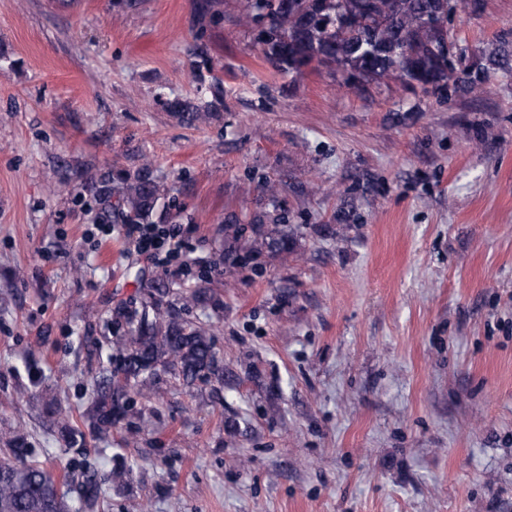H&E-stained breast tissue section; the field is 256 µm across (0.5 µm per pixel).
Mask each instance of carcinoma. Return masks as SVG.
<instances>
[{"instance_id":"carcinoma-1","label":"carcinoma","mask_w":512,"mask_h":512,"mask_svg":"<svg viewBox=\"0 0 512 512\" xmlns=\"http://www.w3.org/2000/svg\"><path fill=\"white\" fill-rule=\"evenodd\" d=\"M239 19L254 24L264 57L281 72L313 63L353 72L362 80L395 77L406 83L429 84L439 92L470 89L477 74L469 67L446 68L442 32L448 29V0H239ZM214 101L202 106L189 100L167 103L182 122L206 120L222 101L221 79L212 77ZM83 189L110 224H151L165 188L151 161L134 170L110 169L84 180ZM273 224L244 237L228 235L224 258L252 259L263 251L288 252L285 218L264 215ZM170 289L153 283L140 307L121 311L127 331L106 339L115 369L99 375L91 408L80 414L90 433L101 439L112 425L131 415L130 388L149 401L157 393L159 369H170L191 387L224 378L208 329L164 314ZM12 458H0V512H97L105 499L97 470L86 464L78 477L65 476L79 503L72 508L55 479L23 461L27 438L18 432L0 436Z\"/></svg>"}]
</instances>
